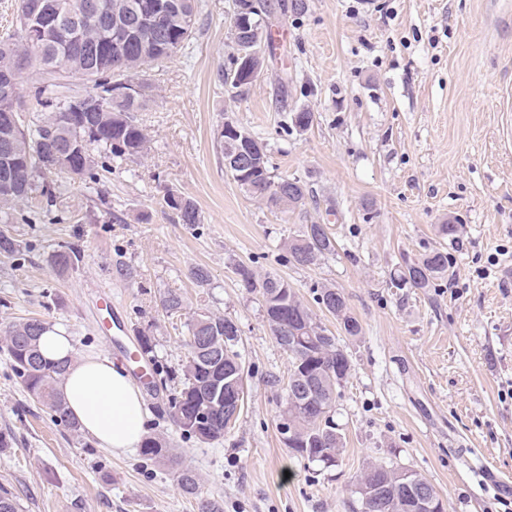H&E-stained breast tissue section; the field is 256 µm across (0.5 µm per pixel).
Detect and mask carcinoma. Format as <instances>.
Returning <instances> with one entry per match:
<instances>
[{
	"label": "carcinoma",
	"mask_w": 512,
	"mask_h": 512,
	"mask_svg": "<svg viewBox=\"0 0 512 512\" xmlns=\"http://www.w3.org/2000/svg\"><path fill=\"white\" fill-rule=\"evenodd\" d=\"M92 0H18L15 25L0 36V69L13 71L10 95H0V223H13L17 207L28 200L35 176L43 178L41 194L52 201L59 192L58 180L93 176L96 156L121 164L146 154L148 134L133 113L150 98L152 85L139 77L146 69L172 59L193 37L196 0H97L101 12L90 14ZM254 46L273 47L277 26L272 9L250 18ZM40 68L24 79L30 61ZM76 75L85 85L84 95L99 92L109 82L135 79L143 88L134 99H114L87 117L86 123H67L74 95L60 91L55 75ZM41 107L35 116L23 114L21 90L24 82ZM238 134L218 130L217 149L225 169L251 197L271 209L294 210L310 199V189L299 177L273 175L265 143L241 125ZM247 136L257 147L255 171L243 178L230 166L229 141ZM164 203L175 210L181 223L195 225L200 216L195 203L168 193ZM288 262L309 266L336 251V239L328 224H308L301 234L286 242ZM245 286L262 298L265 318L272 335L288 355V383L314 377L318 390L310 399L285 403L282 420L295 441L288 444L296 454L325 468L339 462L343 437L334 421L338 389L351 371L347 352L334 334L317 321L316 315L298 297L288 281L266 274L260 278L245 266L238 268ZM448 276V253L435 250L406 264L392 278L397 288H430ZM315 302L336 317L344 334L362 333L359 321L338 289L323 285ZM161 308L175 316L183 310L182 296L170 291L160 299ZM237 323L213 312H201L189 324L188 356L182 365V388L169 395L167 410L172 422L185 435L203 444L224 439L230 427L224 424V409L210 421L199 424L200 406L210 401L224 363L240 359L236 350ZM46 329L36 318H23L5 327L0 342L5 345L10 366L28 394L47 405L57 420L72 432L80 430L68 414L56 385L65 365L50 362L40 353L39 336ZM143 456L165 466L181 490L198 499L199 512H224V502L201 496L200 476L182 455L163 446L156 437L143 442ZM407 469L382 461L367 464L357 476L354 493L361 512H423L402 477ZM0 512H20L19 498L0 485Z\"/></svg>",
	"instance_id": "1"
}]
</instances>
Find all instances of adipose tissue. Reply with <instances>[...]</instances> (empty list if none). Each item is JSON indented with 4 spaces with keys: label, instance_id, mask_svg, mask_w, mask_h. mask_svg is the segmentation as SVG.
I'll return each instance as SVG.
<instances>
[{
    "label": "adipose tissue",
    "instance_id": "ef3b65f1",
    "mask_svg": "<svg viewBox=\"0 0 512 512\" xmlns=\"http://www.w3.org/2000/svg\"><path fill=\"white\" fill-rule=\"evenodd\" d=\"M39 345L46 359L65 363L58 391L82 431L113 455L138 448L147 413L142 392L128 373L106 356L75 358L74 338L61 326L46 329Z\"/></svg>",
    "mask_w": 512,
    "mask_h": 512
}]
</instances>
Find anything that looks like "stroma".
Returning <instances> with one entry per match:
<instances>
[{
  "instance_id": "1",
  "label": "stroma",
  "mask_w": 512,
  "mask_h": 512,
  "mask_svg": "<svg viewBox=\"0 0 512 512\" xmlns=\"http://www.w3.org/2000/svg\"><path fill=\"white\" fill-rule=\"evenodd\" d=\"M306 3L279 23L263 75L237 97L217 76L232 51V2L197 0L188 48L149 72L153 96L137 114L146 155L99 183L64 184L51 204L33 192L6 225L17 251L0 256V328L36 317L66 327L77 355L122 366L150 337L171 379L143 392L147 434L192 463L224 512H357L352 482L376 460L420 473L446 512H512V0ZM302 107L314 121L299 132L290 114ZM228 117L267 143L276 176L307 180L314 201L281 212L245 193L217 152ZM169 191L194 201L200 224L177 223ZM325 218L335 254L289 264L284 242ZM450 221L462 226L452 242L439 233ZM71 248L79 266L55 265ZM435 248L448 253V278L392 287L404 261ZM195 266L207 285L190 277ZM241 266L282 277L308 305L332 284L362 325L339 338L352 364L334 414L339 466L283 441L288 356ZM103 290L125 330L97 307ZM170 290L184 299L174 318L160 305ZM206 310L237 322L247 371L236 425L212 444L167 414L186 325ZM479 454L502 483L481 485ZM1 483L22 512H197L157 462L112 455L57 421L0 349Z\"/></svg>"
}]
</instances>
